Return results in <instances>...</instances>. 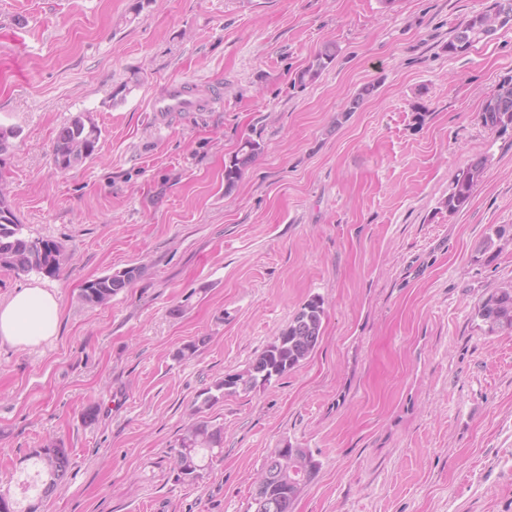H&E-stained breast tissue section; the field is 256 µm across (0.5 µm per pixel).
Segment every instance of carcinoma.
<instances>
[{"label": "carcinoma", "mask_w": 512, "mask_h": 512, "mask_svg": "<svg viewBox=\"0 0 512 512\" xmlns=\"http://www.w3.org/2000/svg\"><path fill=\"white\" fill-rule=\"evenodd\" d=\"M509 24L512 25V0H494L490 10L468 17L456 28L446 49L452 55L465 54L475 43L491 38ZM337 55L336 44H324L297 73L295 84L304 87L315 82ZM481 120L484 126L491 129L512 127V78L498 83L487 95ZM100 136L101 130L90 116L84 113L73 116L59 131L53 144L52 156L56 168L67 171L92 158L96 154ZM261 150L259 142L247 139L224 163V195H231L243 171L255 161ZM485 163L486 159L476 158L454 175L452 191L445 200L448 211H458L468 203L483 174ZM69 260L70 256L57 243L24 236L21 224L4 194L0 193V270L18 275L35 272L53 276ZM138 274L139 268L132 267L89 281L82 289V299L91 305L105 304ZM324 316V300L318 295L309 298L288 326L245 370L224 377L202 393L196 412H202V409L218 400V395L229 390L248 391L301 366L319 343ZM476 316L492 329L512 328V286L499 288L489 295L476 310ZM222 445V427L205 419L188 424L175 449L174 467L179 476L188 480L196 479L214 458L221 455ZM45 456L54 457L57 463L55 470L46 471L47 480L41 489L46 496L64 485L71 457L63 443L51 439L33 452V457L40 462ZM278 466L281 481L274 485L268 483L266 473L262 472L255 480L254 490L290 502L297 499L302 488L314 479L318 471V463L303 448L295 452L290 450L280 456Z\"/></svg>", "instance_id": "1"}]
</instances>
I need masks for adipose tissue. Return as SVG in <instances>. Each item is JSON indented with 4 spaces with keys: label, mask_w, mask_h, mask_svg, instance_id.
I'll return each mask as SVG.
<instances>
[{
    "label": "adipose tissue",
    "mask_w": 512,
    "mask_h": 512,
    "mask_svg": "<svg viewBox=\"0 0 512 512\" xmlns=\"http://www.w3.org/2000/svg\"><path fill=\"white\" fill-rule=\"evenodd\" d=\"M61 307L56 292L30 283L0 301V343L34 348L55 338Z\"/></svg>",
    "instance_id": "ef3b65f1"
}]
</instances>
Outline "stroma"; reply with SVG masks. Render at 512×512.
Returning a JSON list of instances; mask_svg holds the SVG:
<instances>
[{"label":"stroma","instance_id":"35a3bbf8","mask_svg":"<svg viewBox=\"0 0 512 512\" xmlns=\"http://www.w3.org/2000/svg\"><path fill=\"white\" fill-rule=\"evenodd\" d=\"M492 3L0 0V126L19 132L0 184L24 235L73 255L55 276L0 271L1 301L37 281L61 304L49 343L0 344V490L20 497L27 455L54 438L71 468L38 512H247L270 450L291 446L320 464L294 512H512V329L474 315L512 283V128L480 119L512 77V27L446 51ZM328 41L333 64L294 86ZM171 80L220 85L224 105L157 123ZM79 112L99 147L62 172L53 142ZM248 138L263 152L225 195ZM478 156L480 183L448 212ZM130 267L108 303L82 300ZM315 295L311 357L206 410L223 457L179 479L198 395ZM485 163V158H476L454 175L452 191L444 202L449 212L458 211L468 203L483 174ZM138 274L139 268L131 267L89 281L82 289V299L91 305L105 304L112 299V295L126 288Z\"/></svg>","mask_w":512,"mask_h":512}]
</instances>
